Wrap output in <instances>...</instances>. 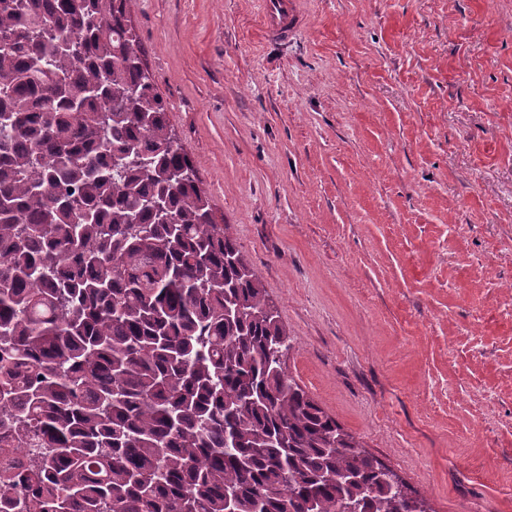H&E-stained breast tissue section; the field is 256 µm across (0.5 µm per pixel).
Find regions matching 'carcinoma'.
<instances>
[{
	"instance_id": "1",
	"label": "carcinoma",
	"mask_w": 512,
	"mask_h": 512,
	"mask_svg": "<svg viewBox=\"0 0 512 512\" xmlns=\"http://www.w3.org/2000/svg\"><path fill=\"white\" fill-rule=\"evenodd\" d=\"M134 0H0V507L414 512L172 144ZM20 488L23 501L10 497Z\"/></svg>"
}]
</instances>
